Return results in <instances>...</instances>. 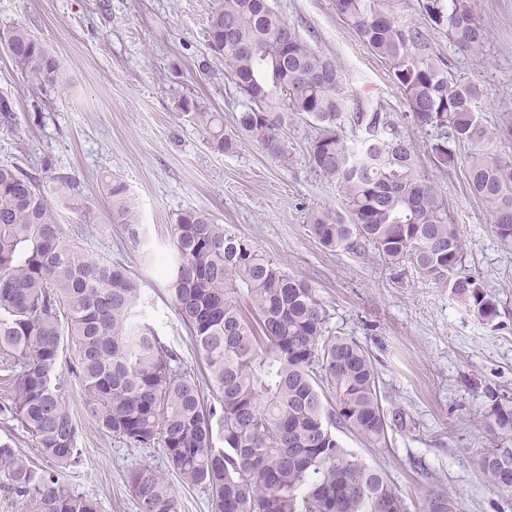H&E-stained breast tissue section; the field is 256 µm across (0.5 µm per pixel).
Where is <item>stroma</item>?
<instances>
[{
	"label": "stroma",
	"mask_w": 512,
	"mask_h": 512,
	"mask_svg": "<svg viewBox=\"0 0 512 512\" xmlns=\"http://www.w3.org/2000/svg\"><path fill=\"white\" fill-rule=\"evenodd\" d=\"M269 3L314 52L341 65L352 102L372 103L419 146L418 168L440 190L466 243L465 268L498 303L493 322L414 270L397 281L377 254L319 242L309 227L311 210L342 212L346 205L337 181L309 161L316 135L310 120L289 127L291 156L282 163L248 139L236 153L219 152L182 113L181 100L197 101L223 113L232 134L247 102L207 45L208 20L221 0H0V38L26 27L63 65L56 84L37 86L16 70L0 41V95L13 105L10 116L0 115V161L70 183L68 197L54 203L64 236L86 254L133 267L145 292L141 321L191 369L200 358L160 276L174 260L172 224L185 210L201 209L255 242L315 288L327 309V334L368 348L384 407L409 418L390 433L388 447H369L343 431L345 448L385 469L409 512H419L434 478L458 512H512V491L494 488L477 465L479 454L501 444L484 417L489 393L512 396V246L493 234L485 206L466 183L471 156L489 150L512 158V0H473L486 33L477 58L460 52L446 29L423 27L447 71L483 90L477 112L491 139L460 145L451 169L437 168L424 152L428 135L412 122L388 65L337 14L334 0ZM113 180L129 189L143 226L140 243L112 221ZM70 388L80 457L65 470V482L95 499L101 512H136L127 475L147 464L173 478L163 448H139L103 432L82 408L79 381Z\"/></svg>",
	"instance_id": "35a3bbf8"
}]
</instances>
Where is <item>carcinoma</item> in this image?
Returning a JSON list of instances; mask_svg holds the SVG:
<instances>
[{"label":"carcinoma","instance_id":"carcinoma-1","mask_svg":"<svg viewBox=\"0 0 512 512\" xmlns=\"http://www.w3.org/2000/svg\"><path fill=\"white\" fill-rule=\"evenodd\" d=\"M368 49L383 59L410 116L434 129L427 153L439 168L458 163L456 146L487 139L476 112L482 94L433 57L420 27L397 15L393 0H335ZM425 15L475 57L485 32L471 0H424ZM208 45L224 59L249 105L237 128L271 157L288 162V126L312 120V166L339 183L346 213L315 210L319 242L360 254L370 247L386 263L409 262L423 279L491 322L495 298L478 276L462 271L465 241L436 186L417 171V152L393 122L349 95L335 60L314 52L271 8L269 0H222L211 14ZM13 65L54 84L60 63L26 28L6 40ZM179 109L215 149L237 152L224 118L194 100ZM362 132L348 147L345 123ZM471 193L487 208L493 233L512 243V158L485 152L468 165ZM70 185L56 181L63 199ZM42 178L0 163V351L13 384L5 411L56 469L30 464L14 440L0 439V489L34 512H99L69 488L62 473L78 458L79 426L63 357L82 384L83 408L105 432L134 445L161 444L180 481L208 495L211 512H407L389 475L344 448L333 430L347 429L374 448L406 414L382 405L378 370L368 349L325 335L326 309L312 286L288 273L252 241L186 210L172 225L174 264L163 267L177 318L204 362L198 375L177 350L139 321L142 288L127 264L86 255L58 224ZM112 222L134 243L142 235L127 186L112 182ZM248 302L254 317L243 313ZM489 428L512 439V398L491 395ZM488 482L512 491V448L483 452ZM137 512H178L175 490L146 464L127 476ZM420 512H456L445 488L428 487Z\"/></svg>","mask_w":512,"mask_h":512}]
</instances>
